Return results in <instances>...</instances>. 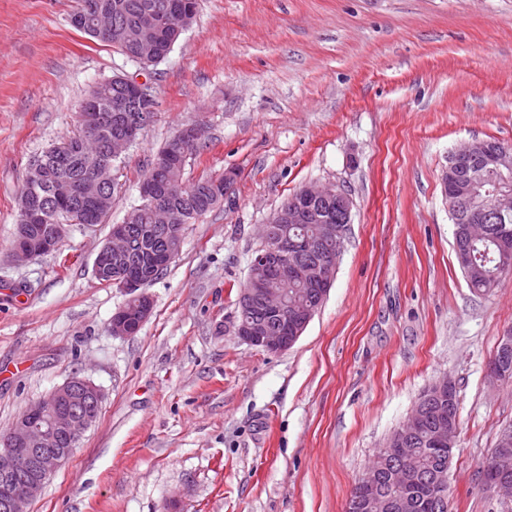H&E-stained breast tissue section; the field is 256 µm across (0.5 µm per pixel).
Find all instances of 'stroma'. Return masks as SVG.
Listing matches in <instances>:
<instances>
[{"label": "stroma", "instance_id": "35a3bbf8", "mask_svg": "<svg viewBox=\"0 0 512 512\" xmlns=\"http://www.w3.org/2000/svg\"><path fill=\"white\" fill-rule=\"evenodd\" d=\"M76 6L0 0V435L71 378L104 396L29 512H346L444 376L460 399L449 508L512 512L479 479L512 424V381L487 377L512 281L469 288L444 192L460 145L512 144V0H199L146 76L74 30ZM115 74L145 76L157 117L114 162L110 214L13 262L30 162ZM198 120L185 182H234L186 225L137 334L113 336L126 296L95 278V257L140 204L158 148ZM309 184L345 190L351 224L322 307L270 353L237 336L238 293L262 224Z\"/></svg>", "mask_w": 512, "mask_h": 512}]
</instances>
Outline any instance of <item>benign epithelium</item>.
<instances>
[{
  "label": "benign epithelium",
  "mask_w": 512,
  "mask_h": 512,
  "mask_svg": "<svg viewBox=\"0 0 512 512\" xmlns=\"http://www.w3.org/2000/svg\"><path fill=\"white\" fill-rule=\"evenodd\" d=\"M167 25L175 32H183L189 26L186 13L178 6L166 11ZM113 79L122 83L126 93L112 102L115 117L125 120L123 132L112 138L109 155L113 158L125 153L149 126L151 112L155 111V100L147 90L148 83L126 75H115ZM85 135H96L100 116L91 100L83 104L79 113ZM202 126L191 124L175 134L174 141L186 149L201 135ZM480 164L469 171V183L465 186L468 206L481 211L488 219L498 224L512 220V184H499L490 175L511 166L507 150L498 147L490 149L481 146ZM318 195H331L336 207L345 215H350L353 201L341 188L335 186H309L299 190L289 202L281 205L270 219V224L262 226L264 242H273L265 252L251 261L247 277L249 288L238 298L236 334L252 346L267 352L278 353L289 349L302 335L311 320L307 311L288 305L283 285L288 280H312L322 288L331 286L336 273L337 256L326 250L320 259L305 261L298 256L294 242L288 238L290 224H324L325 218L311 209L310 204ZM280 225L277 237L270 239V225ZM65 227L58 224L50 237H30L23 233L16 237L12 257L17 261L31 260L55 251L64 235ZM125 255L123 224L112 228L110 240L98 251L93 272L120 260ZM119 288L136 294L137 301L124 305L112 316L111 332L114 336L135 335L152 309V299L137 281L128 279L119 283ZM265 305V310L276 315L281 328L272 331L253 323L249 310L255 301ZM427 392L429 397L441 400L454 395L455 383L443 378L433 383ZM103 394L92 382L82 378H72L53 389L43 398L31 404L15 421L11 432L0 449V512H28L27 505L41 492L46 481L63 465L72 453L79 438L96 422V413H82L89 405L100 408ZM457 427L448 426L443 421L434 430L431 444L448 449L453 455ZM68 441L69 447L57 450V445ZM383 451L397 457L401 469L395 475L394 483L401 494L392 497L382 496L370 483L361 485L357 491L366 512H408L412 499L405 490L415 481V455L409 449L408 433L397 429L385 441ZM512 474V457L502 450L491 456V465L483 470L485 488L493 495L511 498L507 490L508 477Z\"/></svg>",
  "instance_id": "1"
}]
</instances>
